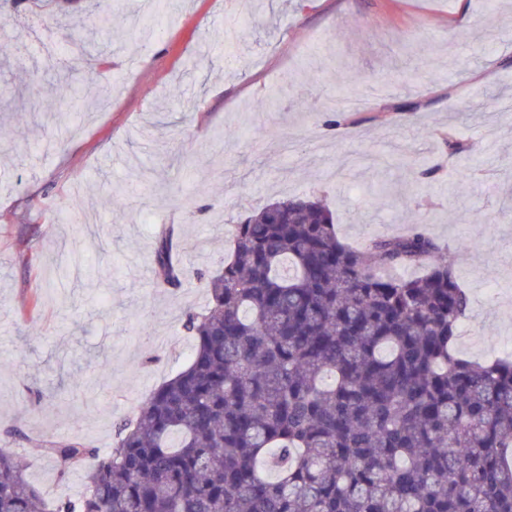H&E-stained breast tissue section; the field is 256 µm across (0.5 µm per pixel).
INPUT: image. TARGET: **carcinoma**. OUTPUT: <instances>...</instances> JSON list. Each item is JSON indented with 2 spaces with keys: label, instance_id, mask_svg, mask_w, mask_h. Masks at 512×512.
I'll list each match as a JSON object with an SVG mask.
<instances>
[{
  "label": "carcinoma",
  "instance_id": "carcinoma-1",
  "mask_svg": "<svg viewBox=\"0 0 512 512\" xmlns=\"http://www.w3.org/2000/svg\"><path fill=\"white\" fill-rule=\"evenodd\" d=\"M91 4L76 65L112 30ZM425 223L357 248L299 196L231 225L222 270H194L209 300L185 313L187 364L107 450L5 430L84 490L47 500L1 449L0 512H512V359L457 351L471 299ZM174 238L153 243L167 288Z\"/></svg>",
  "mask_w": 512,
  "mask_h": 512
}]
</instances>
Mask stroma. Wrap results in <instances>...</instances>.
Returning a JSON list of instances; mask_svg holds the SVG:
<instances>
[{"instance_id":"35a3bbf8","label":"stroma","mask_w":512,"mask_h":512,"mask_svg":"<svg viewBox=\"0 0 512 512\" xmlns=\"http://www.w3.org/2000/svg\"><path fill=\"white\" fill-rule=\"evenodd\" d=\"M137 4L112 0L107 64L82 66L62 112L53 76L83 4L0 0V448L43 496L82 479L6 428L109 448L186 363L184 313L208 294L191 275L156 284L170 224L181 263L214 271L227 226L275 200L325 197L354 246L431 212L472 301L459 351L512 352V0H176L146 19ZM63 198L92 223L63 221ZM174 228H163L153 243V267L154 279L166 288H176L180 285L185 275V268L173 262Z\"/></svg>"}]
</instances>
